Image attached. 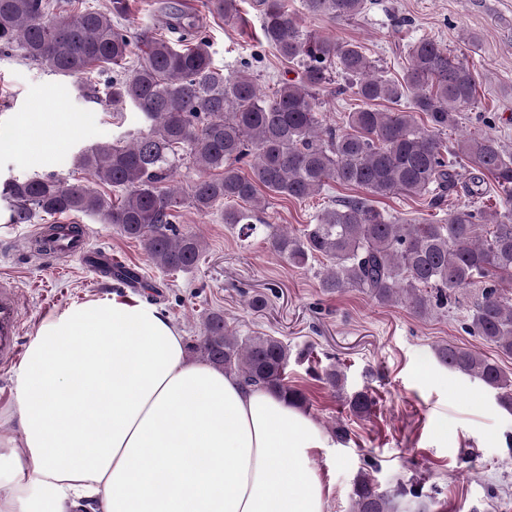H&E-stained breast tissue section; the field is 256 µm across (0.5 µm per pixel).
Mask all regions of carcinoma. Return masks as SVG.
<instances>
[{"mask_svg":"<svg viewBox=\"0 0 512 512\" xmlns=\"http://www.w3.org/2000/svg\"><path fill=\"white\" fill-rule=\"evenodd\" d=\"M69 2L70 14L59 20L54 0H0V53L18 51L62 76L110 74L106 98L112 110L132 106L142 127L127 142L81 149L73 162L82 181L49 174L6 182L0 192L11 223L29 224L41 214L98 216L139 242L157 269L189 273L205 244L176 225L186 202L201 213L224 206V223L249 237L257 232L265 192L304 200L336 182L374 197L403 193L444 217L401 219L353 196L323 209L298 233L265 225L266 242L296 267L328 260L321 279L328 294L357 288L384 305L400 302L419 318L448 311L458 292L472 287L467 330L512 355V154L490 132L451 144L446 138L462 112L478 104V74L467 61L433 38H419L408 45L401 73L390 76L363 45L304 29L288 14L286 0H255L266 42L298 67L296 78L266 95L250 62L228 72L216 66L210 42L170 0H161L159 10L171 37L137 43L121 23L128 0H109L103 9ZM237 2L203 0L202 7L229 21ZM304 7L312 15L350 21L364 14L367 0H304ZM326 90L359 101L340 128L318 120ZM184 160L200 172L186 198L175 184ZM487 178L501 212L481 234V211L468 204L449 209L447 197L458 187L480 197ZM101 273L120 283L139 281L122 264L104 266ZM189 349L246 385L273 390L292 407L308 404L306 393L288 382V344L267 335L242 337L220 311L207 314ZM433 353L448 369L493 390L498 404L512 411V376L496 361L450 343ZM321 380L343 395L340 371H327ZM345 401L359 418L375 406L366 390ZM403 502L417 512H431L435 504L417 484L381 492L367 473L353 482L351 512H397Z\"/></svg>","mask_w":512,"mask_h":512,"instance_id":"cac0c4a2","label":"carcinoma"}]
</instances>
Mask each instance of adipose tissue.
Returning <instances> with one entry per match:
<instances>
[{
    "instance_id": "obj_1",
    "label": "adipose tissue",
    "mask_w": 512,
    "mask_h": 512,
    "mask_svg": "<svg viewBox=\"0 0 512 512\" xmlns=\"http://www.w3.org/2000/svg\"><path fill=\"white\" fill-rule=\"evenodd\" d=\"M329 446L268 388L188 361L158 307L92 298L29 339L0 413V512H326Z\"/></svg>"
}]
</instances>
